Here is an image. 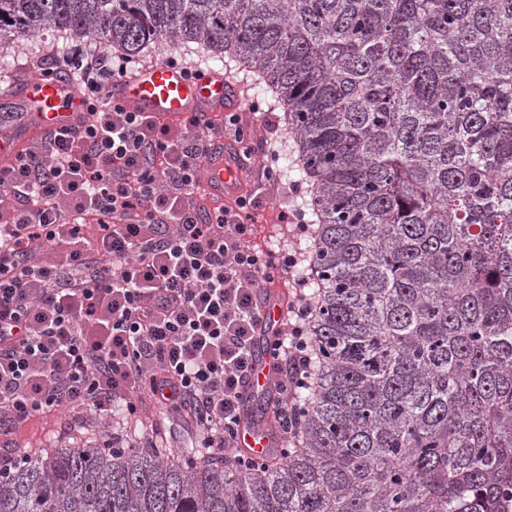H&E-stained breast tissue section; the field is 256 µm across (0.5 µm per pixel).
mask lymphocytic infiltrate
Segmentation results:
<instances>
[{
	"instance_id": "obj_1",
	"label": "lymphocytic infiltrate",
	"mask_w": 512,
	"mask_h": 512,
	"mask_svg": "<svg viewBox=\"0 0 512 512\" xmlns=\"http://www.w3.org/2000/svg\"><path fill=\"white\" fill-rule=\"evenodd\" d=\"M85 110L0 167V433L43 412L138 422L144 401L185 413L200 447L238 446L259 303L289 286L272 344L276 445L291 447L310 387L309 256L252 246L261 191L198 197L217 135L258 154L238 114L168 122L112 95L130 59L76 43Z\"/></svg>"
}]
</instances>
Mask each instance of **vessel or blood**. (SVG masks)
<instances>
[{
	"label": "vessel or blood",
	"mask_w": 512,
	"mask_h": 512,
	"mask_svg": "<svg viewBox=\"0 0 512 512\" xmlns=\"http://www.w3.org/2000/svg\"><path fill=\"white\" fill-rule=\"evenodd\" d=\"M115 93L139 111L175 120L192 113L223 109L235 90L221 73L209 71L189 79L166 61L158 60L124 79ZM9 95L17 110L8 129L0 132V156L40 131L75 125L84 110L72 81L64 76L53 80L30 79L12 87ZM223 145L222 137L212 139L210 152L214 163L205 179L207 189L217 196L223 195L225 186L242 175L237 165L225 163ZM257 361L258 369L246 384L250 393L268 387L274 378L271 353L262 351ZM238 443L247 451L264 455L272 446V436L266 430L245 428L239 434Z\"/></svg>",
	"instance_id": "b4317fda"
}]
</instances>
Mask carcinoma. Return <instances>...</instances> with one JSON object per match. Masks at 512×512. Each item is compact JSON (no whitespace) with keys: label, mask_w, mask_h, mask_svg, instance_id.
<instances>
[{"label":"carcinoma","mask_w":512,"mask_h":512,"mask_svg":"<svg viewBox=\"0 0 512 512\" xmlns=\"http://www.w3.org/2000/svg\"><path fill=\"white\" fill-rule=\"evenodd\" d=\"M49 30L265 84L309 183L317 372L285 458L31 450L0 512L512 502V0H0V44Z\"/></svg>","instance_id":"obj_1"}]
</instances>
